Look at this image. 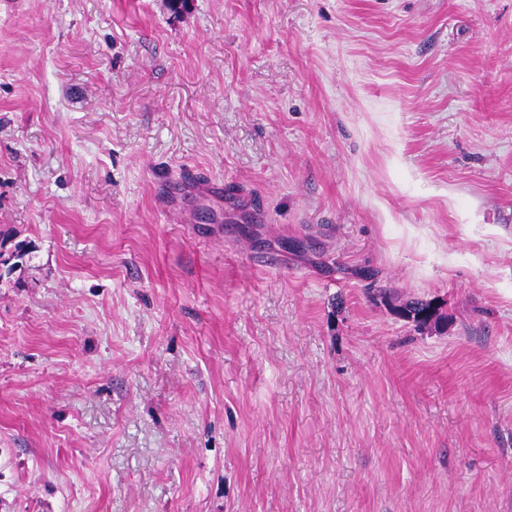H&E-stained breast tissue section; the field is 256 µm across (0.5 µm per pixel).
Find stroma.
<instances>
[{
    "instance_id": "35a3bbf8",
    "label": "stroma",
    "mask_w": 512,
    "mask_h": 512,
    "mask_svg": "<svg viewBox=\"0 0 512 512\" xmlns=\"http://www.w3.org/2000/svg\"><path fill=\"white\" fill-rule=\"evenodd\" d=\"M0 229V512H512V0H0Z\"/></svg>"
}]
</instances>
